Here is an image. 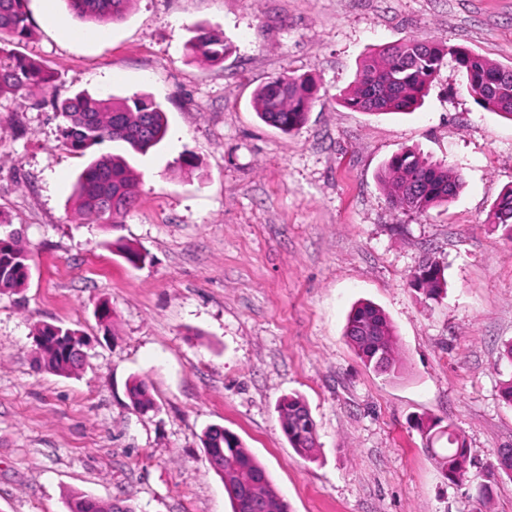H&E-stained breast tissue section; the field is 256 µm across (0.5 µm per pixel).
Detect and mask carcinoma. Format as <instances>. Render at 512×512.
<instances>
[{
	"label": "carcinoma",
	"mask_w": 512,
	"mask_h": 512,
	"mask_svg": "<svg viewBox=\"0 0 512 512\" xmlns=\"http://www.w3.org/2000/svg\"><path fill=\"white\" fill-rule=\"evenodd\" d=\"M80 19L105 25L122 19L134 0H67ZM31 36L28 0H0V97L22 95L34 88L47 89L55 76L38 60L13 49ZM188 54L210 63H221L228 45L204 30L187 43ZM454 58L466 76L465 86L475 103L486 112L512 120V67L492 63L468 50L445 42L409 39L382 48L360 64L351 93L343 97L345 106L371 114L408 113L419 108L446 57ZM317 85L306 76L280 75L270 79L254 94L257 116L269 126L288 134L303 126ZM66 120V145L83 154L105 142L119 143L126 151L144 155L166 136L168 124L160 104L146 95L118 98L79 92L52 104ZM380 180L389 188V202L416 214L452 201L462 187L461 174L446 163L429 161L412 150L394 154L384 165ZM74 213L81 220L105 219L115 225L136 203L132 168L126 157L106 153L94 157L74 184ZM489 222L502 227L512 241V187L496 200ZM31 276L30 257L14 235L0 237V293L16 291ZM412 285L430 299L446 293L444 269L425 261L412 276ZM82 336L80 330L45 323L35 330V346L43 367L60 375L80 368L70 341ZM345 338L367 367L386 375L397 372L396 334L382 309L370 302L359 303L349 312ZM132 406L147 410L153 406L146 385L138 380L128 384ZM283 432L292 448L308 456L316 444L317 430L306 401L299 396L282 398L276 406ZM425 450L444 479L454 486L480 482L478 504L486 502L502 473L499 464L474 467L466 441L438 450L441 419L428 417L416 422ZM202 448L211 457L210 465L224 481L233 512H288L265 468L234 433L211 427L201 437ZM257 488V496L238 492L241 482ZM69 512H121L103 506L85 495L72 498Z\"/></svg>",
	"instance_id": "obj_1"
}]
</instances>
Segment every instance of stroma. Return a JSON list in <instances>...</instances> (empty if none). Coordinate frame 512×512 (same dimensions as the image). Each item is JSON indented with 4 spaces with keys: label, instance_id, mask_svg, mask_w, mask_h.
<instances>
[{
    "label": "stroma",
    "instance_id": "obj_1",
    "mask_svg": "<svg viewBox=\"0 0 512 512\" xmlns=\"http://www.w3.org/2000/svg\"><path fill=\"white\" fill-rule=\"evenodd\" d=\"M28 11L18 50L57 81L0 99V235L19 232L32 266L25 288L0 294V512H68L76 494L124 512H232L200 442L213 425L243 441L288 512H473L413 424H452L480 464L512 448L500 396L512 241L488 221L512 185V121L481 110L450 59L412 113L341 98L366 56L408 38L511 66L512 0H135L99 28L66 0ZM199 27L229 44L223 63L187 56ZM285 72L318 85L289 134L253 107ZM80 90L148 94L168 118L164 140L131 161L138 200L115 226L73 213L89 157L63 145L51 101ZM405 148L460 172L448 206L388 202L379 173ZM120 243L145 262H126ZM428 258L445 269L438 301L410 285ZM360 301L395 328L397 378L366 368L344 337ZM44 322L89 337L78 373L40 366ZM133 378L151 411L131 406ZM291 395L317 426L308 458L279 423Z\"/></svg>",
    "mask_w": 512,
    "mask_h": 512
}]
</instances>
